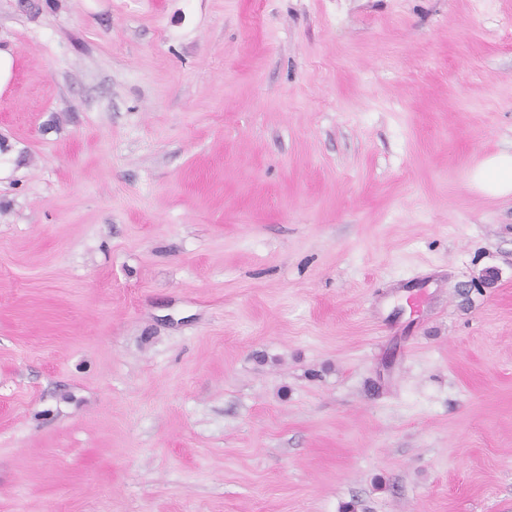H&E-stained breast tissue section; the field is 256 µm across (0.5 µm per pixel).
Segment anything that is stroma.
I'll list each match as a JSON object with an SVG mask.
<instances>
[{
    "instance_id": "obj_1",
    "label": "stroma",
    "mask_w": 512,
    "mask_h": 512,
    "mask_svg": "<svg viewBox=\"0 0 512 512\" xmlns=\"http://www.w3.org/2000/svg\"><path fill=\"white\" fill-rule=\"evenodd\" d=\"M0 48V512H512V0H0ZM470 184L479 192L506 197L512 194V153L488 156L469 173Z\"/></svg>"
}]
</instances>
